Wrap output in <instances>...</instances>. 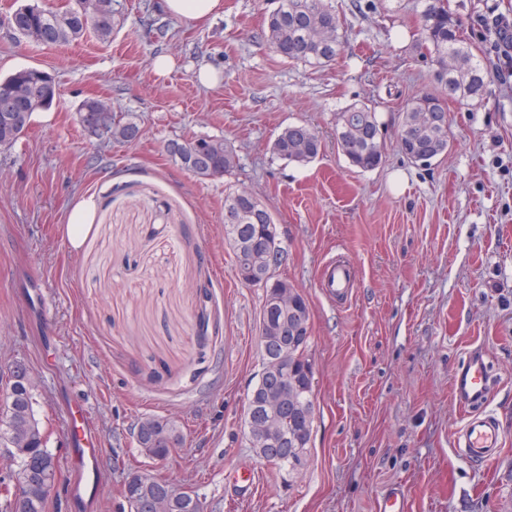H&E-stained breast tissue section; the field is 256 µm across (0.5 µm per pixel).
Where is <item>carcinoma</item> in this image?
I'll use <instances>...</instances> for the list:
<instances>
[{
  "instance_id": "obj_1",
  "label": "carcinoma",
  "mask_w": 512,
  "mask_h": 512,
  "mask_svg": "<svg viewBox=\"0 0 512 512\" xmlns=\"http://www.w3.org/2000/svg\"><path fill=\"white\" fill-rule=\"evenodd\" d=\"M74 6L59 11L42 6L39 0H23L7 18L14 34L42 46L65 45L88 31L106 40L118 23L116 14L103 7L91 8V0H73ZM276 7L267 17L266 41L285 61L316 69L331 65L339 55L345 34L341 30L331 0H274ZM420 30L413 47L436 66L440 92H426L411 99L399 122L397 142L401 151L415 164L429 167L448 152V103L469 105L484 99L490 76L484 62L475 56L462 35V20L448 0H419ZM455 65L448 67V59ZM53 76L36 67L16 70L0 78V89L21 94L17 107L10 112L0 110V148L8 149L21 139L31 124L33 113L50 108L56 93ZM89 101L80 104L78 112L84 129L102 142L124 143L136 139L140 126L128 114L109 113L100 123H93L83 112ZM423 112L443 114L442 122L425 126ZM336 143L349 164L362 171L378 168L384 157L381 123L372 104L359 100L336 113ZM271 151L277 158L306 166L322 153L319 133L305 123L290 124L273 140ZM175 163L202 179L221 178L237 165L233 145L221 137H192L178 149L170 150ZM224 212L235 222L224 224V237L233 251L235 262L251 255L256 241L283 250L271 213L247 189L230 187L224 192ZM275 270L269 265L256 268L250 285L269 292L278 284ZM293 320L282 311L263 305L260 318V346L263 359L283 358L288 368L289 410L279 415V423L288 439L268 447V463L293 472L305 459L311 437L294 440L298 414L314 404V370L309 352L310 338L285 337L281 334L284 320ZM278 379L269 378L247 394V406L258 417L266 416V394L277 390ZM0 448L10 450L17 469L0 477V512H14L11 497L14 478L37 484L46 477L61 479V466L49 448L51 433L37 417L36 397L19 389H10L0 379Z\"/></svg>"
}]
</instances>
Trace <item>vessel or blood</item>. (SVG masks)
I'll use <instances>...</instances> for the list:
<instances>
[{"instance_id":"vessel-or-blood-1","label":"vessel or blood","mask_w":512,"mask_h":512,"mask_svg":"<svg viewBox=\"0 0 512 512\" xmlns=\"http://www.w3.org/2000/svg\"><path fill=\"white\" fill-rule=\"evenodd\" d=\"M320 283L329 296L346 295L351 286L347 266L334 262L327 264ZM451 391L455 403L466 415L458 437L462 455L473 463L494 458L500 450L502 435L496 418L484 409L492 393V378L481 352H471L454 371ZM68 416L72 443L68 466L78 477L73 490L76 495L94 500L102 485L100 442L83 404L69 407Z\"/></svg>"}]
</instances>
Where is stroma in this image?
Here are the masks:
<instances>
[{
    "label": "stroma",
    "instance_id": "stroma-1",
    "mask_svg": "<svg viewBox=\"0 0 512 512\" xmlns=\"http://www.w3.org/2000/svg\"><path fill=\"white\" fill-rule=\"evenodd\" d=\"M0 76L23 67L53 75L61 95L0 150V369L35 373V409L50 448L68 455L66 409L83 400L103 455L96 502L68 512H120L128 469L193 487L204 512H377L393 483L405 512H512V77L498 73L490 25L512 0H451L490 74L483 101L449 103L451 145L435 165L397 146L405 104L435 89L434 68L412 48L418 0H336L346 30L336 63L293 65L262 40L271 0H224L210 24L164 14L158 0H116L110 41L85 34L39 47L5 24ZM173 69L158 75L156 55ZM219 71L217 86L197 72ZM90 95L133 114L132 144L88 138L77 109ZM371 101L386 140L383 163L349 166L336 114ZM293 122L320 131L306 166L276 159ZM218 136L237 153L231 175L201 179L169 157V142ZM247 187L272 214L286 259L278 277L310 307L314 428L295 472L260 461L243 437L246 396L263 359V289L241 282L224 240V189ZM94 198L93 226L72 251L65 226ZM353 286L332 298L319 275L329 260ZM48 303L32 304V288ZM482 350L496 387L488 410L500 454L478 466L457 452L462 426L450 379ZM175 419L174 461L140 456L141 416ZM248 471L257 481L232 480Z\"/></svg>",
    "mask_w": 512,
    "mask_h": 512
}]
</instances>
